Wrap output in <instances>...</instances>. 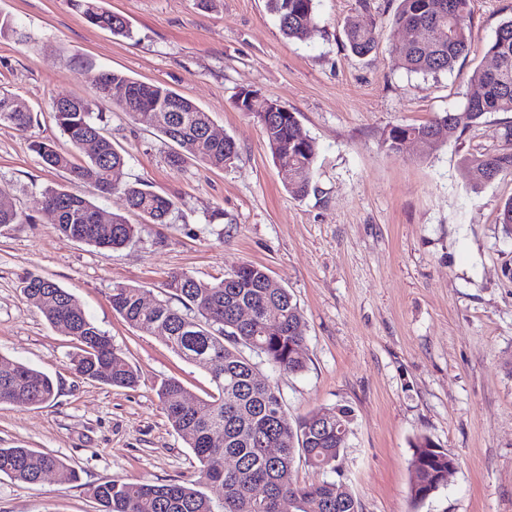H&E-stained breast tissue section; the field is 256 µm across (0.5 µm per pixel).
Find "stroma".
<instances>
[{
	"label": "stroma",
	"instance_id": "35a3bbf8",
	"mask_svg": "<svg viewBox=\"0 0 512 512\" xmlns=\"http://www.w3.org/2000/svg\"><path fill=\"white\" fill-rule=\"evenodd\" d=\"M315 0L318 26L286 39L266 0H104L133 38L89 23L73 0H0L14 34L0 38V87L33 113L23 132L0 123V188L27 215L0 230V359L50 375L56 396L38 408L0 404V447H26L76 468L79 481L30 484L0 476V512H99L91 487L198 480L201 464L167 420L157 396L178 379L196 398L209 374L112 309L115 285L164 299L173 272L223 278L244 262L266 267L297 301L308 367L292 375L261 365L290 417L348 406L353 430L334 480L360 512H512V235L498 214L512 176L474 185L464 156L500 145L512 115L472 122L465 110L475 69L512 16V0H471V40L452 71L410 73L391 49L403 38L394 0ZM373 26L377 49L354 55L347 20ZM118 71L159 83L209 112L233 138L237 158L210 170L168 165L169 144L116 109L104 133L127 159V183L170 197L171 223L148 225L127 247L100 250L62 237L43 206L46 188L68 185L45 168L32 142L70 150L51 99L96 95ZM295 112L317 149L303 197L287 189L256 118L239 111V89ZM451 112L460 140L430 153L382 145L395 124ZM35 273L75 295L85 313L138 369L133 388L107 386L70 368L72 338L48 324L20 291ZM429 436L458 460L447 484L421 505L409 497L412 443Z\"/></svg>",
	"mask_w": 512,
	"mask_h": 512
}]
</instances>
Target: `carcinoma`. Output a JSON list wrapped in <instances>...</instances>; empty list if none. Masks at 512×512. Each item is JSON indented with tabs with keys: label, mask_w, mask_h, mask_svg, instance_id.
<instances>
[{
	"label": "carcinoma",
	"mask_w": 512,
	"mask_h": 512,
	"mask_svg": "<svg viewBox=\"0 0 512 512\" xmlns=\"http://www.w3.org/2000/svg\"><path fill=\"white\" fill-rule=\"evenodd\" d=\"M83 16L112 34L133 38L129 22L103 6V0H75ZM277 15L283 35L290 40L308 39L315 26L314 0H267ZM393 22L412 31L424 29L425 40L413 39L392 49L397 67L408 72L437 75L453 69L468 49L471 38L470 0H397ZM351 52L366 56L377 47L375 32L353 20L345 25ZM494 65L473 74L476 90L467 99V111L475 120L488 113L512 112V18L503 21L488 46ZM107 95L92 100L60 97L50 104L61 133L73 151L60 152L44 142L33 144L42 164L70 175L72 187L45 190L44 203L59 210L57 228L68 239L99 249L118 250L138 235L139 225L121 214H112L107 224H91L86 216L98 210L85 195L91 188L101 194L120 191L128 209L146 224H168L174 202L148 189L123 182L125 155L105 136L97 123L99 113L118 108L131 119H146L171 144L168 163L180 168L194 159L209 169H224L238 150L235 142L210 134L212 120L190 99L156 83L136 80L126 74H101ZM178 101L177 112L140 109L161 107ZM32 112L19 97L0 89V122L19 131L32 123ZM273 161L295 172L288 190L297 197L308 194L316 156L313 141L300 130L296 113L268 112L257 115ZM415 138L425 151L459 138L458 123L449 112L419 125L391 126L382 143L391 152L399 142ZM93 139L97 149L81 156L83 142ZM502 145L492 152L472 153L464 158V173L478 174L483 183L512 174V122L504 125ZM168 298L152 309L142 307L147 290L126 285L112 288V309L138 331L159 337L177 356L204 368L214 392L192 401L175 378L163 382L159 399L175 431L199 459L202 468L195 483H127L111 481L92 487L100 512H359L358 502L346 484L336 480L299 484L294 464L336 471V462L346 447L353 414L349 407L330 408L339 424L322 423L323 410L293 420L288 416L280 390L258 383V366L299 374L307 368L304 345L305 322L292 295L266 268L243 263L219 281L197 279L173 272L165 282ZM21 292L52 326L71 328L75 351L70 358L79 376L115 387H133L139 375L115 348L105 333L85 314L77 297L57 283L28 274ZM247 309L251 321L241 324L238 314ZM52 379L20 363L0 360V403L20 407L51 402ZM427 436L413 444L412 463L420 471L421 490L439 484L447 470L448 454L435 450ZM277 449L270 457L266 449ZM53 471L64 482H75L78 472L63 460L30 448H0V475L26 483L40 481ZM251 495L245 496L242 490Z\"/></svg>",
	"instance_id": "carcinoma-1"
}]
</instances>
